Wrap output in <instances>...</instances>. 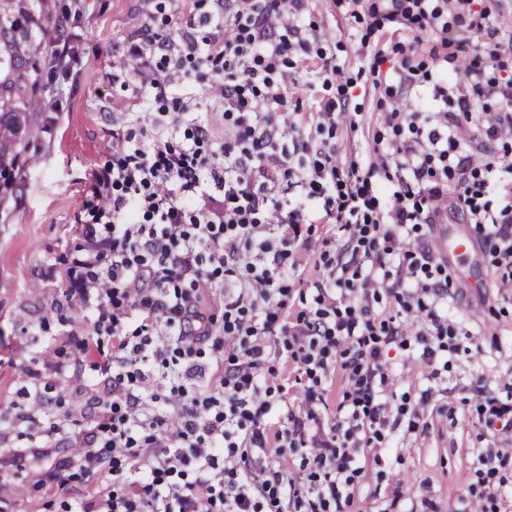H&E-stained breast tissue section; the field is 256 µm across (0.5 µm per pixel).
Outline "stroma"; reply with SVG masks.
Here are the masks:
<instances>
[{"mask_svg": "<svg viewBox=\"0 0 512 512\" xmlns=\"http://www.w3.org/2000/svg\"><path fill=\"white\" fill-rule=\"evenodd\" d=\"M301 20L327 42L342 69L340 87H322L314 52L296 50L293 60L301 71L289 98L305 122L303 136L312 150L334 141L341 168L366 166L375 136L392 140L382 124L378 100L383 84L395 83L400 57L393 42L407 40L397 24L369 28L367 16L345 15L336 0H305ZM175 35L170 0H86L82 17L70 24L71 41L81 59L75 91L62 101L59 120L51 128L26 135L25 180L0 193V496L14 500V512H63L64 496L85 494L84 477L68 479L65 493L40 489L43 472L81 447L72 438L43 456L30 447L21 417L29 405L24 389L29 370L53 389L39 415L41 427L66 424L58 393L77 396L91 375L88 362L76 360L68 337L56 321L55 307L67 291L68 253L81 239L75 212L85 198L83 179L101 165L112 134L115 113L132 109L125 93L110 87L114 65L125 62L127 42L145 30ZM344 94L346 109L338 118L335 136L318 133L313 117L320 99ZM460 237L476 242L474 250L455 254L447 243ZM312 246L298 278L292 279L290 304L300 310L302 296L314 293L321 277L322 253L333 254L344 243L337 225L315 223ZM411 246L429 247L446 262L450 277L448 315L461 350L446 348L433 365H426L414 335L424 326L420 313L403 312L394 298L380 295L376 313L400 315L410 337L389 346L385 359L390 388L406 395L420 415L417 429L399 425L390 447L366 449L361 474L354 483L348 512H385L399 498L403 512H468L472 492H502L491 512H512V455L498 463L493 476L478 471L477 457L505 447L504 435L487 430L479 417L481 404L503 397L512 385V290L501 287L502 271L490 245L475 225L452 213L447 223L421 226L412 232ZM54 263L55 278L41 274ZM345 388L341 372H332L320 400L307 403L302 385L288 392L297 411L315 408L319 422L330 427L339 418ZM429 402H421L423 390Z\"/></svg>", "mask_w": 512, "mask_h": 512, "instance_id": "stroma-1", "label": "stroma"}]
</instances>
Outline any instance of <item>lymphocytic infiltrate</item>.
<instances>
[{"instance_id":"lymphocytic-infiltrate-1","label":"lymphocytic infiltrate","mask_w":512,"mask_h":512,"mask_svg":"<svg viewBox=\"0 0 512 512\" xmlns=\"http://www.w3.org/2000/svg\"><path fill=\"white\" fill-rule=\"evenodd\" d=\"M229 11L205 16L181 5L182 39L143 34L126 48L128 62L113 83L140 109L112 123L109 159L90 175L74 221L83 246L72 258L67 301L56 309L73 327L83 311L92 337H78L80 355L92 338L112 337L118 353L94 362L104 381L88 416L73 418L83 447L73 465L89 477L108 474L77 512H346L359 451L383 448L408 408L389 413L387 346L407 341L403 323L376 320L378 290L424 312L416 334L433 360L452 338L448 279L428 247L409 249L422 224H440L449 208L479 225L512 288V201L490 208L483 174L512 175V164H473L460 147L468 132L459 113L486 116L490 141L512 135V76H496L512 39L500 38L476 0H337L350 16L367 14L402 29L438 37L430 64L404 56L397 86H386L383 125L400 142L375 144L365 169H342L336 148L314 153L288 109L289 55L316 44L300 16L304 0H232ZM205 27L204 37L194 29ZM483 34L472 61L457 67L450 30ZM207 79L194 86L192 73ZM414 89L399 103L401 88ZM223 103L236 129L220 142L197 102ZM323 201L328 223L347 236L349 258L323 256L325 277L296 321L283 316L296 257L309 251L306 208H282L284 188ZM385 210H378V203ZM353 298L337 306L335 290ZM224 293V321L204 305ZM279 337V364L269 341ZM207 362H200V355ZM292 362L311 387L332 365L347 381L340 417L329 432H311L314 409L288 406L280 363ZM282 413L289 427L268 445L267 423ZM309 465L298 489L277 459L281 449Z\"/></svg>"}]
</instances>
